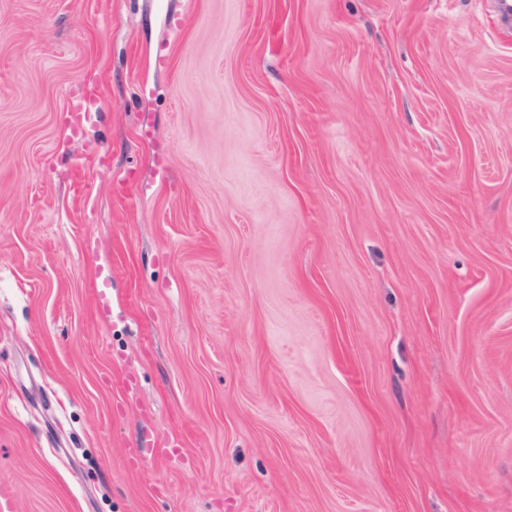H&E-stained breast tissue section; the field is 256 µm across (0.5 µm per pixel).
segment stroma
I'll use <instances>...</instances> for the list:
<instances>
[{
	"mask_svg": "<svg viewBox=\"0 0 512 512\" xmlns=\"http://www.w3.org/2000/svg\"><path fill=\"white\" fill-rule=\"evenodd\" d=\"M0 491L512 512V18L0 0Z\"/></svg>",
	"mask_w": 512,
	"mask_h": 512,
	"instance_id": "stroma-1",
	"label": "stroma"
}]
</instances>
